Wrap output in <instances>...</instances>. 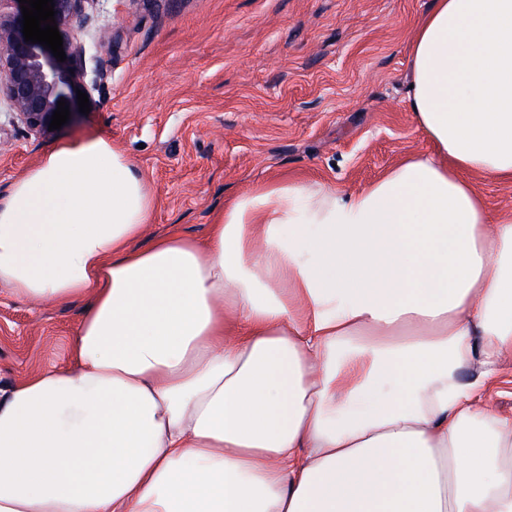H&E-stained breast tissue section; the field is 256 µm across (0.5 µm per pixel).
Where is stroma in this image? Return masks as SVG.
Instances as JSON below:
<instances>
[{"label": "stroma", "mask_w": 512, "mask_h": 512, "mask_svg": "<svg viewBox=\"0 0 512 512\" xmlns=\"http://www.w3.org/2000/svg\"><path fill=\"white\" fill-rule=\"evenodd\" d=\"M431 0H100L121 38L89 114L35 138L0 106V201L45 152L103 136L158 206L140 246L204 238L226 202L296 178L350 190L430 151L406 105L408 45ZM85 300L0 287V385L71 357Z\"/></svg>", "instance_id": "35a3bbf8"}]
</instances>
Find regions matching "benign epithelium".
I'll return each instance as SVG.
<instances>
[{"instance_id":"obj_1","label":"benign epithelium","mask_w":512,"mask_h":512,"mask_svg":"<svg viewBox=\"0 0 512 512\" xmlns=\"http://www.w3.org/2000/svg\"><path fill=\"white\" fill-rule=\"evenodd\" d=\"M94 2L53 0L66 54V61L59 62L41 44L25 41L19 0H0V100L6 101L17 122L35 137L53 135L49 124L60 99L72 106L77 91L90 96L104 85L107 69L103 54L117 42L119 32L109 27L87 31L89 7ZM86 37L93 40L96 54H87Z\"/></svg>"}]
</instances>
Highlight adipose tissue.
Segmentation results:
<instances>
[{
    "mask_svg": "<svg viewBox=\"0 0 512 512\" xmlns=\"http://www.w3.org/2000/svg\"><path fill=\"white\" fill-rule=\"evenodd\" d=\"M430 152L350 191L257 184L145 248L157 197L102 136L0 202V286L89 298L67 366L0 388V512H512V0L409 41ZM481 187L488 208L492 212L512 209V182L484 179ZM512 360L507 362L499 376V383L490 392L494 408L501 414L512 416Z\"/></svg>",
    "mask_w": 512,
    "mask_h": 512,
    "instance_id": "obj_1",
    "label": "adipose tissue"
}]
</instances>
